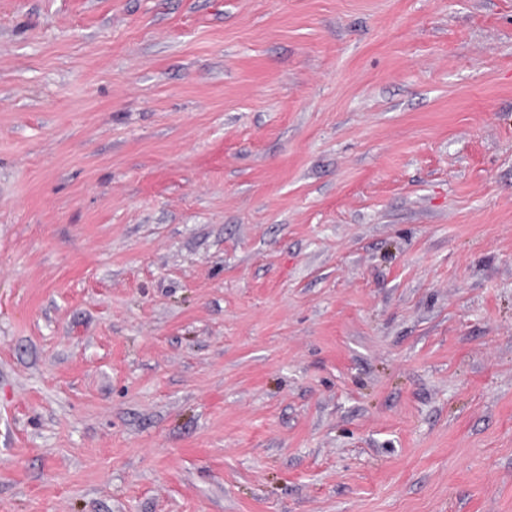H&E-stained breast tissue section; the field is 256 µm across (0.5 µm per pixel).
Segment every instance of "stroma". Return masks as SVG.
Wrapping results in <instances>:
<instances>
[{"instance_id":"obj_1","label":"stroma","mask_w":512,"mask_h":512,"mask_svg":"<svg viewBox=\"0 0 512 512\" xmlns=\"http://www.w3.org/2000/svg\"><path fill=\"white\" fill-rule=\"evenodd\" d=\"M0 512H512V0H0Z\"/></svg>"}]
</instances>
